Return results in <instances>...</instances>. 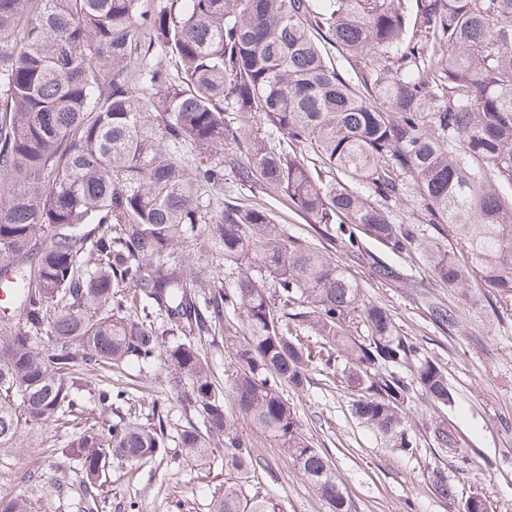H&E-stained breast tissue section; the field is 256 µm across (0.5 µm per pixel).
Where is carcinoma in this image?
<instances>
[{
  "label": "carcinoma",
  "instance_id": "carcinoma-1",
  "mask_svg": "<svg viewBox=\"0 0 512 512\" xmlns=\"http://www.w3.org/2000/svg\"><path fill=\"white\" fill-rule=\"evenodd\" d=\"M262 2L0 0V287L14 310L0 321V449L52 421L88 494L115 461L175 449L202 466L221 446L234 481L211 512H275L245 489L265 466L246 424L329 512H351L284 387L304 390L314 364L342 372L354 418L407 454L413 386L454 402L332 252L245 191L288 201L348 250L364 237L393 253L422 245L401 216L412 203L448 241L427 249L437 281L512 297V0ZM201 238L223 272L186 252ZM306 327L318 348L294 335ZM207 338L230 359L234 413ZM411 360L410 384L394 368ZM159 361L185 416L174 435L158 402L144 423L127 390L78 371ZM431 431L459 447L455 428ZM0 512L40 507L19 496Z\"/></svg>",
  "mask_w": 512,
  "mask_h": 512
}]
</instances>
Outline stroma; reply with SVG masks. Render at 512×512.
I'll return each mask as SVG.
<instances>
[{
    "label": "stroma",
    "instance_id": "1",
    "mask_svg": "<svg viewBox=\"0 0 512 512\" xmlns=\"http://www.w3.org/2000/svg\"><path fill=\"white\" fill-rule=\"evenodd\" d=\"M336 260L363 284L367 298L393 316L404 336L422 356L448 376L455 402L443 407L415 393L406 406L418 446L406 454L352 416L344 377L326 378L312 371L304 391L284 394L301 421L304 434L335 465L353 504L352 512H462L465 500L485 497L492 512H512V303L489 306L480 289L466 294L436 282L425 257L415 248L392 253L375 241L360 250L336 249ZM380 260L396 268L408 286L376 278L371 264ZM453 310L456 323L439 324L433 305ZM162 371L148 374L129 367L109 373L88 372L98 386H123L132 394L131 407L146 417L153 402L169 410L170 427H178L180 412ZM444 421L454 426L464 447H438L430 431ZM252 452L267 462L253 484L270 496L279 512H328L318 492L293 463L263 435L244 429ZM61 437L53 426L41 429L38 445L22 444L0 451V497L24 496L37 501L42 512H210L224 492L220 464L191 466L182 458L138 463H113L90 500L76 464L56 453ZM24 470L51 473L54 484L20 482ZM442 471L454 487L453 498L434 489L432 474Z\"/></svg>",
    "mask_w": 512,
    "mask_h": 512
}]
</instances>
